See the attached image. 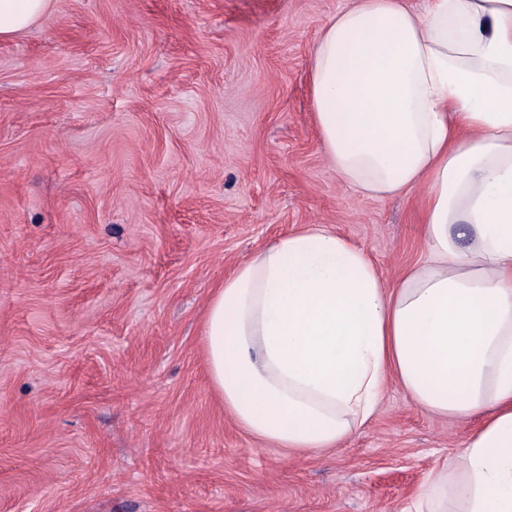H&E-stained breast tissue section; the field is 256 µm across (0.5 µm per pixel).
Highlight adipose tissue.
<instances>
[{
	"label": "adipose tissue",
	"instance_id": "obj_1",
	"mask_svg": "<svg viewBox=\"0 0 512 512\" xmlns=\"http://www.w3.org/2000/svg\"><path fill=\"white\" fill-rule=\"evenodd\" d=\"M52 0H0V40ZM321 149L369 197L424 185L426 250L395 285L318 224L283 236L213 291L212 388L251 435L324 449L376 415L387 378L419 407L479 418L420 502L512 512V0H352L309 64Z\"/></svg>",
	"mask_w": 512,
	"mask_h": 512
}]
</instances>
